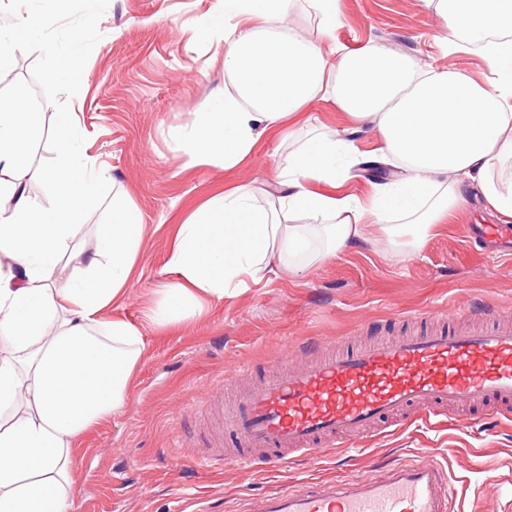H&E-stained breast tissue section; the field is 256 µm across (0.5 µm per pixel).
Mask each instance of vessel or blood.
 I'll return each mask as SVG.
<instances>
[{
  "label": "vessel or blood",
  "mask_w": 512,
  "mask_h": 512,
  "mask_svg": "<svg viewBox=\"0 0 512 512\" xmlns=\"http://www.w3.org/2000/svg\"><path fill=\"white\" fill-rule=\"evenodd\" d=\"M467 235L512 244L498 224ZM494 305L464 312L468 327H447L360 348H330L285 367L240 395L223 414L251 469L276 471L289 458H314L387 424L396 415L435 419L461 403L512 407V322ZM447 471L432 462L397 464L380 474L272 494L260 512H449Z\"/></svg>",
  "instance_id": "1"
}]
</instances>
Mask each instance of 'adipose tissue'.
<instances>
[{
  "mask_svg": "<svg viewBox=\"0 0 512 512\" xmlns=\"http://www.w3.org/2000/svg\"><path fill=\"white\" fill-rule=\"evenodd\" d=\"M293 0H218L202 25L224 42L234 92L197 112L176 139L194 164L231 171L262 139L285 143L304 111L331 100L356 127L376 131L379 164L395 166L359 202L336 196L358 159L348 133L323 134L280 157L263 192L247 186L210 196L175 225L166 267L171 281L145 313L164 328L272 277L335 259L371 238L419 250L460 207L462 181L512 219V0H424L440 18L442 40L479 51L505 78L481 83L371 43L325 56L288 28ZM55 18L19 15L0 34V76L12 48L50 49ZM42 115L23 96L0 103V512H68L72 450L127 398L145 348L141 325L104 316L125 295L146 226L137 206L114 196L109 222L96 225L92 253L71 271L61 265L103 177L79 148L71 113L53 128L56 164L50 207L30 200L22 176ZM404 214L392 224L388 215Z\"/></svg>",
  "mask_w": 512,
  "mask_h": 512,
  "instance_id": "obj_1",
  "label": "adipose tissue"
}]
</instances>
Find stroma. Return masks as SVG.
Segmentation results:
<instances>
[{"mask_svg":"<svg viewBox=\"0 0 512 512\" xmlns=\"http://www.w3.org/2000/svg\"><path fill=\"white\" fill-rule=\"evenodd\" d=\"M216 0H0V29L24 12L55 15L53 51L16 47L0 98L23 90L45 124L73 113L81 149L108 181L90 209L78 246L91 247L96 224L112 208L113 191L137 205L149 233L138 274L113 315L141 322L166 270L171 226L208 195L228 185L264 187L276 168L275 145L227 171L191 166L174 134L230 87L224 44L201 34ZM375 42L422 64L476 81L495 80L482 55L449 47L421 0H340L333 41L324 50L352 51ZM82 53L72 57L74 44ZM68 65L72 79L49 81ZM464 204L420 250H389L370 241L300 274L282 275L202 317L165 330L145 328L146 350L124 407L81 438L75 449L71 512H252L260 498L315 481L365 473L371 463L428 461L451 476L464 512H512L503 494L512 475V420L492 422L466 407L433 422L403 423L316 459L296 458L276 472L206 465L214 436L205 400L225 373L246 370L252 385L282 363L300 365L311 337L354 348L436 327L444 315L485 301L512 307V258L465 243L466 224H492L471 185Z\"/></svg>","mask_w":512,"mask_h":512,"instance_id":"obj_1","label":"stroma"}]
</instances>
